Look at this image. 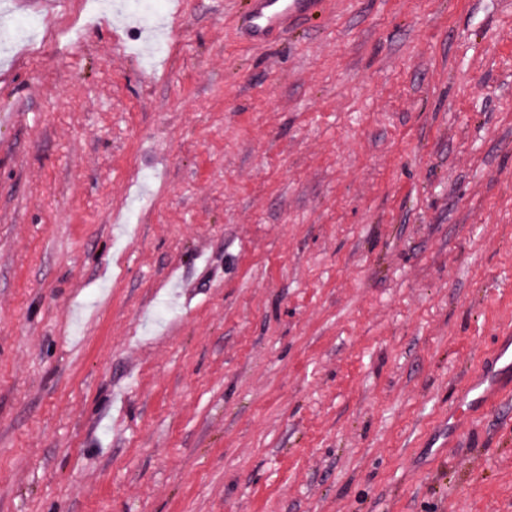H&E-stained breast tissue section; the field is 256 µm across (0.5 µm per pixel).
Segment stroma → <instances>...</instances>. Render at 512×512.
Returning a JSON list of instances; mask_svg holds the SVG:
<instances>
[{"mask_svg":"<svg viewBox=\"0 0 512 512\" xmlns=\"http://www.w3.org/2000/svg\"><path fill=\"white\" fill-rule=\"evenodd\" d=\"M158 4L0 0V512H512V0ZM315 0H252L246 31L250 39L265 40L273 31H284L288 20L306 14ZM504 394L495 372H488L461 394L455 411L448 415V436L471 423L474 415L482 409L496 407Z\"/></svg>","mask_w":512,"mask_h":512,"instance_id":"stroma-1","label":"stroma"}]
</instances>
